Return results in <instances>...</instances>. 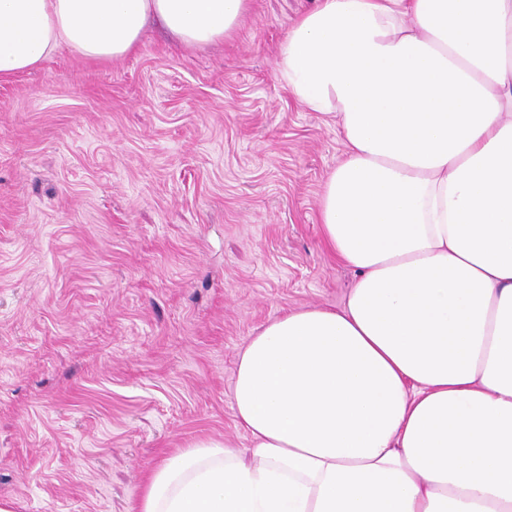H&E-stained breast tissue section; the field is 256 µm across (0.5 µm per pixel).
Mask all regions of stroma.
Masks as SVG:
<instances>
[{"instance_id":"obj_1","label":"stroma","mask_w":512,"mask_h":512,"mask_svg":"<svg viewBox=\"0 0 512 512\" xmlns=\"http://www.w3.org/2000/svg\"><path fill=\"white\" fill-rule=\"evenodd\" d=\"M317 0H252L233 39L149 27L110 64L59 48L0 82V500L133 512L163 458L245 448L238 349L291 309L341 306L354 270L319 198L331 116L273 77Z\"/></svg>"}]
</instances>
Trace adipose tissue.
<instances>
[{
  "label": "adipose tissue",
  "mask_w": 512,
  "mask_h": 512,
  "mask_svg": "<svg viewBox=\"0 0 512 512\" xmlns=\"http://www.w3.org/2000/svg\"><path fill=\"white\" fill-rule=\"evenodd\" d=\"M250 6L0 0V81L62 46L122 59L153 18L226 40ZM274 76L336 118L321 234L357 278L250 336L249 447L164 459L136 512H512V0H318Z\"/></svg>",
  "instance_id": "ef3b65f1"
}]
</instances>
